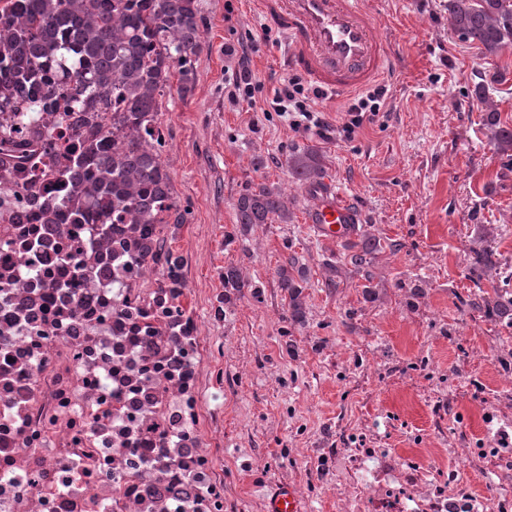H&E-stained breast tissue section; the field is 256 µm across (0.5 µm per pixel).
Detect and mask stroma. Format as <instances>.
<instances>
[{
	"mask_svg": "<svg viewBox=\"0 0 512 512\" xmlns=\"http://www.w3.org/2000/svg\"><path fill=\"white\" fill-rule=\"evenodd\" d=\"M396 57L381 80L388 93L373 121L349 138L337 136L334 97H326V136L292 129L277 114L232 104L226 86L235 64L227 43L260 38L252 70L272 95L285 75L284 42L248 0H199L202 45L196 82L185 96L165 93L160 122L164 160L186 222L173 246L188 261L192 287L221 290L226 267H239L263 289L227 305L215 335L224 339V452L278 454L288 440L281 414L294 403L310 418V439L321 443L341 418L392 417L386 442L407 448L428 434L439 405L448 402V378L457 356L449 337L466 331L479 357L472 364L488 385L496 377L488 339L512 327L490 321L472 302L504 288L495 273L469 276L471 250L492 246L500 267L512 271V148H499L492 121L512 127V45L484 57L448 24V0H367ZM485 100L474 87L494 72ZM313 147L327 171L322 187L297 182L292 151ZM265 164L254 168L253 157ZM266 182L288 201L287 223L257 224L244 241L228 242L236 224L233 205L249 182ZM349 205L359 223L383 245L357 269L348 256L360 235L333 242L308 222L322 189ZM399 242L393 252L389 242ZM298 256L306 274L307 322L286 321L277 270ZM338 269V288L325 290L327 264ZM423 295L408 307L410 289ZM293 337L292 361L282 345ZM424 360L433 392L414 388L404 367Z\"/></svg>",
	"mask_w": 512,
	"mask_h": 512,
	"instance_id": "1",
	"label": "stroma"
}]
</instances>
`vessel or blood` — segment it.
Here are the masks:
<instances>
[{"label":"vessel or blood","instance_id":"vessel-or-blood-1","mask_svg":"<svg viewBox=\"0 0 512 512\" xmlns=\"http://www.w3.org/2000/svg\"><path fill=\"white\" fill-rule=\"evenodd\" d=\"M253 11L282 33L291 69L331 93L369 88L392 65L388 42L364 0H251ZM325 239L353 233L355 217L330 194H323L309 219Z\"/></svg>","mask_w":512,"mask_h":512}]
</instances>
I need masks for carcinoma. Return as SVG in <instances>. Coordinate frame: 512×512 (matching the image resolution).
<instances>
[{
	"instance_id": "obj_1",
	"label": "carcinoma",
	"mask_w": 512,
	"mask_h": 512,
	"mask_svg": "<svg viewBox=\"0 0 512 512\" xmlns=\"http://www.w3.org/2000/svg\"><path fill=\"white\" fill-rule=\"evenodd\" d=\"M448 21L463 41L481 54L498 55L512 44V0H448ZM201 48L197 0H0V111H19L13 96L46 81L54 64L63 75L78 71L82 89L93 100L116 102L112 129L100 127L73 158L63 176L71 190L67 201L80 211L95 200L112 210L120 224H183L172 190L171 173L152 143L160 123L162 96L192 90ZM293 176L317 182L325 168L316 150L306 147L288 157ZM236 235L253 224L288 219L281 194L264 182L251 183L234 203ZM379 252L366 239L350 256L355 267L369 265ZM493 251L474 258L470 273L481 278L494 269ZM303 274L298 258L278 270L287 302V319L305 322L303 287L291 271ZM224 299L260 288L235 268L224 269ZM473 306L498 319L512 312V298L499 292Z\"/></svg>"
}]
</instances>
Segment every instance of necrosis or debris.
Segmentation results:
<instances>
[{
    "mask_svg": "<svg viewBox=\"0 0 512 512\" xmlns=\"http://www.w3.org/2000/svg\"><path fill=\"white\" fill-rule=\"evenodd\" d=\"M27 118L33 153L52 160H0V512H263L244 471L336 512H512L511 344L491 347L492 391L453 337L448 417L413 447H388L381 416L311 445L288 405L279 455L225 458L223 292L201 319L157 226L73 216L59 179L89 129L60 112Z\"/></svg>",
    "mask_w": 512,
    "mask_h": 512,
    "instance_id": "1",
    "label": "necrosis or debris"
}]
</instances>
